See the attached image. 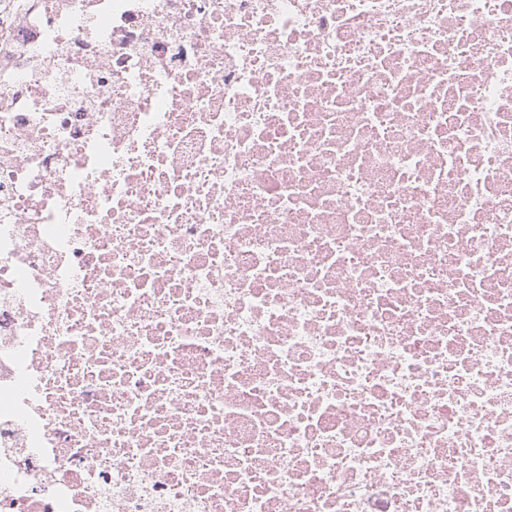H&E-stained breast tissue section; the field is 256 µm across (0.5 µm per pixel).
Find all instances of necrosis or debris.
<instances>
[{
    "instance_id": "1",
    "label": "necrosis or debris",
    "mask_w": 512,
    "mask_h": 512,
    "mask_svg": "<svg viewBox=\"0 0 512 512\" xmlns=\"http://www.w3.org/2000/svg\"><path fill=\"white\" fill-rule=\"evenodd\" d=\"M0 512H512V0H0Z\"/></svg>"
}]
</instances>
